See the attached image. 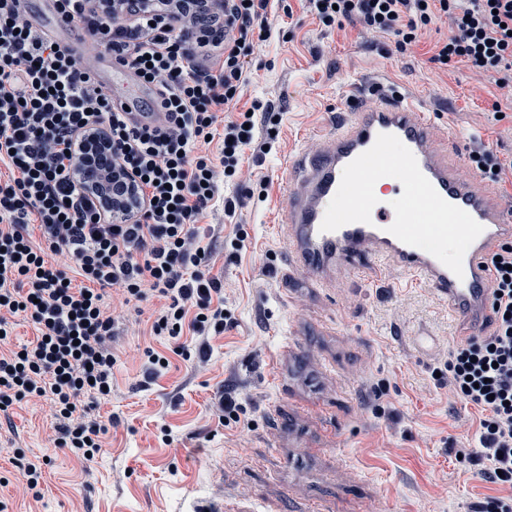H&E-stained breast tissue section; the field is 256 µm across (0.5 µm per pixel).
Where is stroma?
Segmentation results:
<instances>
[{"mask_svg":"<svg viewBox=\"0 0 512 512\" xmlns=\"http://www.w3.org/2000/svg\"><path fill=\"white\" fill-rule=\"evenodd\" d=\"M287 5L270 15L272 36L252 55L236 105L276 106V148L262 152L269 130L257 124L242 157L251 196L226 216L224 198L236 187L221 185L199 221L234 328L211 338L210 360L199 369L153 335L157 297L125 313L114 327L112 393L95 408L102 419H118L101 452L86 462L55 447L49 401L0 412V512H71L77 504L84 512H217L228 486L279 512H300L314 500L325 512H473L478 501L499 495V486L455 457L456 449L476 447L479 412L449 399L432 378L438 358L461 339L447 307L427 286L399 287L393 270L344 273L334 288L309 292L302 276H283L287 242L268 217L281 200L283 158L332 131L357 81L381 76L404 93L434 96L441 118L471 149L489 148L508 162L498 185L511 193L512 111H497L499 90L477 81L467 63L441 69L430 62L447 25L430 24L411 53L392 55L388 37L351 21L323 26L308 0ZM238 224L248 244L230 261L224 238ZM296 328L309 353L328 352L336 369L323 377L296 369L275 385L269 364ZM148 346L169 362L153 379L141 359ZM224 391L242 402L240 421L223 423L215 414L214 399ZM293 405L304 419L292 435ZM12 444L22 459L9 453ZM29 462L43 471L34 498L18 491Z\"/></svg>","mask_w":512,"mask_h":512,"instance_id":"35a3bbf8","label":"stroma"}]
</instances>
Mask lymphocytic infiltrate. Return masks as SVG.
I'll use <instances>...</instances> for the list:
<instances>
[{
  "label": "lymphocytic infiltrate",
  "instance_id": "f902f5d3",
  "mask_svg": "<svg viewBox=\"0 0 512 512\" xmlns=\"http://www.w3.org/2000/svg\"><path fill=\"white\" fill-rule=\"evenodd\" d=\"M161 2L162 10L147 13L136 0H54L60 18L88 37L78 56L34 31L26 0H0V164L12 172L0 182V406L49 398L54 445L86 461L102 449L106 426L93 410L109 397L118 362L108 291L133 307L150 294L165 299L154 334L177 341L192 330L202 343L183 356L206 364L209 336L235 318L210 274L211 251L197 223L220 181L238 180L257 120L280 122L274 106L259 101L220 118L248 84L255 46L272 35V0ZM309 3L322 25L356 22L392 37L399 54L429 24L448 20L432 63L467 62L512 100V0ZM102 53L156 90L160 124L138 126L114 111L91 64ZM91 131L110 142L112 168L124 175L109 182V193L119 201L138 194L127 209H103L75 178L80 143ZM216 135L222 149L215 160L202 148ZM495 253L488 329L447 352L438 384L481 414L479 446L463 462L483 480L512 487V240ZM60 254L82 286L69 283ZM20 313L39 334L13 347L11 319Z\"/></svg>",
  "mask_w": 512,
  "mask_h": 512
}]
</instances>
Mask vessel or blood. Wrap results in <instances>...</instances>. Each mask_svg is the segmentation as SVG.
<instances>
[{"mask_svg": "<svg viewBox=\"0 0 512 512\" xmlns=\"http://www.w3.org/2000/svg\"><path fill=\"white\" fill-rule=\"evenodd\" d=\"M75 48L57 14L38 21ZM119 90L116 111L135 107L142 88L128 69L104 56ZM330 135L286 161L285 204L277 215L288 236L287 275L313 289L330 287L337 269L400 272L405 285L431 288L466 335L488 319L489 257L512 237V202L492 181L463 172L467 154L450 159L460 139L438 122L424 98H410L384 78L360 81Z\"/></svg>", "mask_w": 512, "mask_h": 512, "instance_id": "obj_1", "label": "vessel or blood"}]
</instances>
